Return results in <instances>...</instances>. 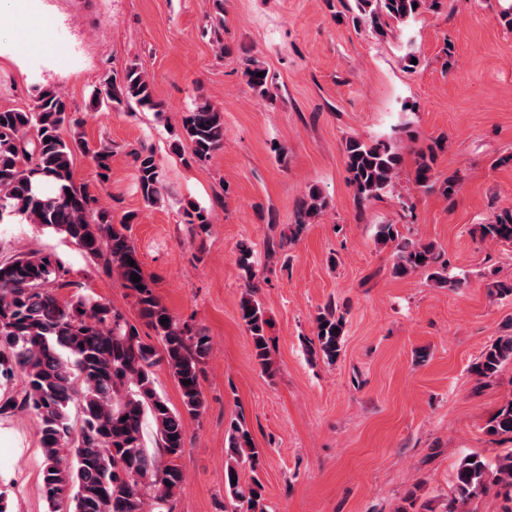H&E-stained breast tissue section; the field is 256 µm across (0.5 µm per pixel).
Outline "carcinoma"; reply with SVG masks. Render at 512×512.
<instances>
[{
  "mask_svg": "<svg viewBox=\"0 0 512 512\" xmlns=\"http://www.w3.org/2000/svg\"><path fill=\"white\" fill-rule=\"evenodd\" d=\"M354 21L364 23L379 36L387 35L390 22L406 25L425 7L438 0H354ZM263 76H258V73ZM255 93L268 101L271 79L266 68L249 60L244 71ZM95 106L155 111L149 81L136 67L120 83H112L105 97L95 96ZM80 126L70 116L65 97L45 90L31 110H0V224H33L48 233L63 234L86 255L104 260L107 271L120 279L136 299L141 318L155 332L157 344L142 339L138 329L111 304L89 294L63 298L68 273L56 256L39 251L23 253L0 262V373L18 370L24 379L20 398L0 405V411L20 409L40 423L44 456L42 495L47 512H153L172 504L184 474L177 460L185 451L188 418L205 410L199 378L202 365L213 350L211 338L178 322L161 304L152 280L143 272L135 246L127 234L133 215L115 225L110 211L97 197L74 185L73 161L78 153H92L107 181L112 151H94L79 132L65 139V124ZM181 137L193 146L197 162L210 159L224 146L222 111L198 99L182 119ZM347 182L355 202L364 207L396 193L402 154L389 141L345 140ZM143 199L153 204L164 185L154 151L143 145L133 152ZM416 186L434 188L433 158L416 161ZM328 201L321 191L308 187L297 213L296 230L322 215ZM484 238L512 240V209L480 225ZM377 242L395 243L391 273L395 277L414 271L460 285L443 275L446 261L431 243L399 236L394 224H380ZM139 281H132V274ZM240 317L249 332L254 357L261 370L273 373L262 304L245 297ZM169 322L163 324L161 320ZM317 345L311 353L334 363L344 347L345 316L329 301L315 318ZM512 363V336H499L483 351L474 367L481 380L495 379ZM164 364L176 381L182 409H173L155 388L154 368ZM151 422L158 436V452L145 446L144 424ZM489 432L512 436V400L490 421ZM228 457L224 471V512H264L263 485L258 478L260 451L249 429L239 419L227 430ZM250 480L241 479L244 470ZM499 487L512 493V452L491 466L477 455L461 461L455 477L456 502L467 501Z\"/></svg>",
  "mask_w": 512,
  "mask_h": 512,
  "instance_id": "obj_1",
  "label": "carcinoma"
}]
</instances>
